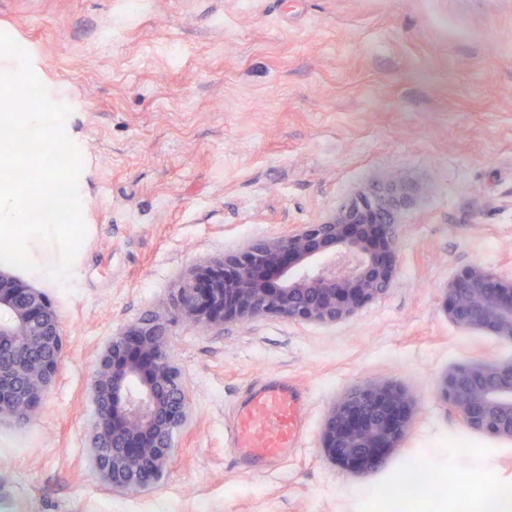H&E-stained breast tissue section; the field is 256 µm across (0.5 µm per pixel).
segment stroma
<instances>
[{"label":"stroma","mask_w":512,"mask_h":512,"mask_svg":"<svg viewBox=\"0 0 512 512\" xmlns=\"http://www.w3.org/2000/svg\"><path fill=\"white\" fill-rule=\"evenodd\" d=\"M70 106L86 227L70 275L25 277L53 295L67 336L37 415L0 422V512H384V489L434 449L444 503L512 489V442L468 430L436 394L447 369L512 359V340L458 328L443 288L480 264L512 279V0H0ZM395 180L392 286L351 317L269 315L207 332L180 321L188 270L333 216ZM161 318L193 399L161 479L112 493L88 460L95 359L123 327ZM275 376L305 398L297 448L243 468L229 428L248 388ZM415 400L399 448L369 475L319 449L323 418L354 384Z\"/></svg>","instance_id":"35a3bbf8"}]
</instances>
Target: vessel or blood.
I'll use <instances>...</instances> for the list:
<instances>
[{
  "label": "vessel or blood",
  "instance_id": "b4317fda",
  "mask_svg": "<svg viewBox=\"0 0 512 512\" xmlns=\"http://www.w3.org/2000/svg\"><path fill=\"white\" fill-rule=\"evenodd\" d=\"M303 412L300 391L287 381L270 378L251 387L233 439L238 459L247 465L277 461L298 442Z\"/></svg>",
  "mask_w": 512,
  "mask_h": 512
}]
</instances>
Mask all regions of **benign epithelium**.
I'll list each match as a JSON object with an SVG mask.
<instances>
[{"label":"benign epithelium","mask_w":512,"mask_h":512,"mask_svg":"<svg viewBox=\"0 0 512 512\" xmlns=\"http://www.w3.org/2000/svg\"><path fill=\"white\" fill-rule=\"evenodd\" d=\"M409 203L408 192L389 180L328 220L199 264L178 288L176 314L206 331L267 315L310 324L346 319L392 285L397 217ZM444 307L462 330L512 339V280L481 265L448 281ZM66 346L52 295L0 270L1 422L36 416ZM436 391L467 428L512 441V359L453 367L440 376ZM89 392L96 408L90 464L114 493L145 489L138 472H163L176 453L174 432L192 417L164 325L147 317L113 336L96 358ZM413 417L414 400L402 386L356 384L327 411L320 448L340 469L370 474L400 446Z\"/></svg>","instance_id":"obj_1"}]
</instances>
